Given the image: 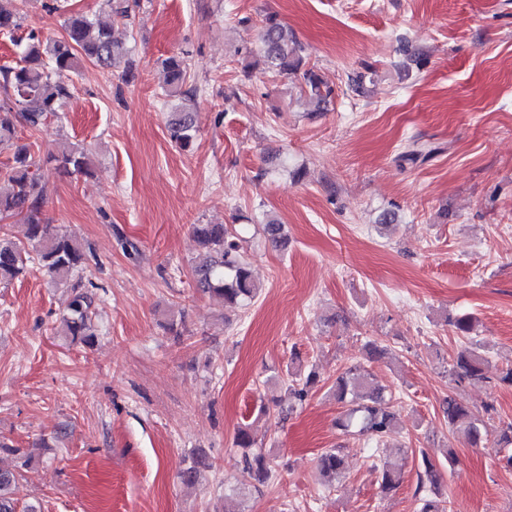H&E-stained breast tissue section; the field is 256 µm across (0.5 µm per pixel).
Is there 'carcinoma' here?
<instances>
[{
  "mask_svg": "<svg viewBox=\"0 0 512 512\" xmlns=\"http://www.w3.org/2000/svg\"><path fill=\"white\" fill-rule=\"evenodd\" d=\"M112 9V25L93 21L84 15L67 18V36L42 45L32 36L20 62L0 68V87L11 94L24 123L34 129L57 116L65 100L72 96L67 73L73 71L78 57L94 60L106 67H116L127 53L125 44L114 37L115 24L130 23L128 7L106 0ZM21 27V15L15 0H0V33L11 34ZM259 58L266 69L282 74L303 71L300 96L320 112L333 94L320 75L313 69L302 70L306 56L304 46L287 24L269 15L259 33ZM170 96L179 104L171 113L168 123L170 139L181 149L190 148L196 139L197 125L194 109L196 90L187 87L188 63L185 57L173 55L163 61ZM11 151L9 164L0 170V181L8 190L0 191V221L19 218L29 225L28 242H16L0 232V282L5 283L26 273L29 266L37 265L44 275L57 284L68 282L71 274L85 263L82 245L60 232H50L42 223L41 205L46 195V184L39 174V165L31 153L30 145L22 143L13 121L0 117V147ZM55 169L66 173H86L90 158L86 151L74 146L50 156ZM195 235L206 249L194 269L196 287L217 296L225 305L236 308L248 305L256 296L259 285L253 279L240 252V245L222 224H197ZM73 295L61 320L62 331L74 343L91 346L95 343V299L80 286H72ZM486 358L479 347L461 349L450 368L457 381L487 380L484 372ZM334 392L337 400L348 408L336 421L342 433L377 441L393 433L399 424L398 413L391 409L384 389L373 384L367 373L359 368L349 369L336 377ZM442 413L448 426L464 437L472 446L489 440L490 434L479 415L462 400L448 396L442 402ZM421 465L426 480L419 481L416 494L420 495L419 512H447L437 485L439 475L434 456L421 454ZM209 466L203 454H195L191 463L181 472L182 484L192 488L197 483L200 469ZM320 472L327 477L326 487L341 476L343 457L334 449L318 458ZM243 470L255 481L264 484L273 473L272 460L262 453L243 454ZM403 477L400 471L385 464L379 476V492L386 495L399 487ZM19 478L16 471L0 468V512H17Z\"/></svg>",
  "mask_w": 512,
  "mask_h": 512,
  "instance_id": "obj_1",
  "label": "carcinoma"
}]
</instances>
